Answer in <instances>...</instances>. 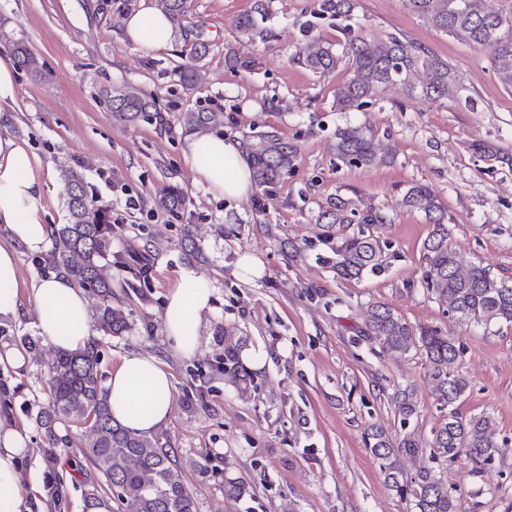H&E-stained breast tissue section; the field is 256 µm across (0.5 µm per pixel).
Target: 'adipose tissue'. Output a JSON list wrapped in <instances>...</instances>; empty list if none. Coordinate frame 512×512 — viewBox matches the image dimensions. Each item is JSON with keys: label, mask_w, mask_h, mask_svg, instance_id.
<instances>
[{"label": "adipose tissue", "mask_w": 512, "mask_h": 512, "mask_svg": "<svg viewBox=\"0 0 512 512\" xmlns=\"http://www.w3.org/2000/svg\"><path fill=\"white\" fill-rule=\"evenodd\" d=\"M125 34L136 46L156 50L171 41V24L159 9L143 7L130 14ZM184 153L196 180L213 196L227 200L247 197L252 170L239 142L202 133L187 136ZM40 159L26 144L0 135V224L8 243H0V322L19 316L18 260L20 253L46 252L50 226L45 221ZM35 327L43 341L64 350L84 348L91 337L89 303L71 278L57 271L35 278ZM214 290L196 268L179 267L166 296L163 328L175 354L194 358L201 349V327L212 308ZM113 417L127 429L151 434L170 418L173 376L155 356L140 352L122 355L106 381ZM26 432L0 428V512H28L29 499L44 493L39 479L23 483L19 462L28 451Z\"/></svg>", "instance_id": "adipose-tissue-1"}]
</instances>
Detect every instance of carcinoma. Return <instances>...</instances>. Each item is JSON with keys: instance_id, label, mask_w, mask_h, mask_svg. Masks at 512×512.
I'll return each instance as SVG.
<instances>
[{"instance_id": "1", "label": "carcinoma", "mask_w": 512, "mask_h": 512, "mask_svg": "<svg viewBox=\"0 0 512 512\" xmlns=\"http://www.w3.org/2000/svg\"><path fill=\"white\" fill-rule=\"evenodd\" d=\"M165 14L174 25L187 12L188 0H161ZM412 11L434 28L459 38L479 49L490 51L497 81L512 89V13L507 15L486 6V0H409ZM356 8L355 0H315L313 17L348 18ZM270 12L266 0H255L254 8L234 22L236 32L249 39L266 37L264 26ZM304 41L297 62L309 70L327 74L340 61L333 49L312 34V25H303ZM348 74L336 87V110L357 111L372 103L377 90L399 84L410 94L431 101L448 97L454 75L448 62L396 35L367 40L350 26H344ZM0 43L11 47L20 70L41 74L44 63L26 47L0 28ZM420 69L428 79L413 83ZM102 101L114 118L125 124L151 118L152 98L133 84L113 85L102 90ZM185 129L207 133L223 123V113L214 110L185 112ZM249 156L258 187L271 193L281 176L294 166L296 149L276 134L264 132L249 143ZM336 159L347 167H372L384 162L379 155L372 130L362 124L347 123L336 129ZM66 223L52 230L53 246L49 263L66 272L76 284L96 299L93 323L105 336H119L128 328L124 312L112 306V269L135 277H144L147 268L136 255L112 253V222L106 206L86 189L83 172L64 166ZM404 203L420 211L433 229L423 244L422 286L445 310L457 318L489 327L512 323V284L499 280L479 264L465 265L448 243V210L427 186L413 184L404 194ZM324 230L320 234L326 247L317 260L331 268L343 280L380 276L388 271L390 245L372 227L386 223V217L369 211L359 213L351 203L339 200L320 214ZM364 336L375 340L382 351L401 356H421L427 366L434 399L447 411L439 426L427 439L416 429L396 435L381 427L364 434L365 447L379 463L385 481L400 496L411 495L409 512H459L455 489L437 478L433 468H422L412 477L404 474L405 457L429 455V459L453 462L464 456L476 468L494 460L499 447L491 434L495 427L489 415H464L455 404L466 392L468 380L455 369L460 349L454 341L437 331L413 328L401 315L379 302H371L365 311ZM216 370L224 379L238 384L252 382L239 364L237 345L227 344L224 361ZM50 400L39 407L35 419L49 447L59 443L57 420L66 418L84 429V456L103 479L84 493L85 507L95 508L107 490L118 503H130L135 512H197L196 499L186 485L183 469L169 438L164 434L145 435L118 424L110 411L105 374L101 371V350L97 338L81 350L59 349L47 366ZM392 402L401 424L410 425L418 414V403L410 386L394 392ZM252 485L239 478H224V494L234 499L250 495Z\"/></svg>"}]
</instances>
